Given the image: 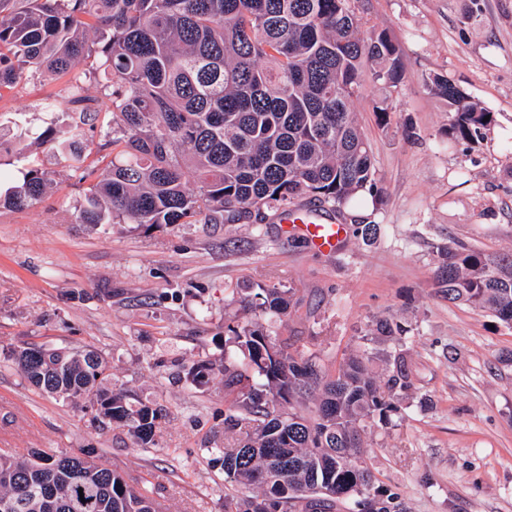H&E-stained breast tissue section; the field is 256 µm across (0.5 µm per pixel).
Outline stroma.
<instances>
[{"label": "stroma", "instance_id": "obj_1", "mask_svg": "<svg viewBox=\"0 0 512 512\" xmlns=\"http://www.w3.org/2000/svg\"><path fill=\"white\" fill-rule=\"evenodd\" d=\"M365 31L397 46L402 84L362 75L354 110L381 195L362 191L334 209L348 227L333 254L283 237L272 212L218 224H80L90 181L57 165L47 145L18 152L9 120L44 129L45 99H65L70 79L48 72L0 88V191L36 168L51 181L28 207L0 206V450L17 457L87 449L134 482L164 512H224V476L208 449L223 447L224 326L243 319L231 301L245 285L292 288L297 312L280 336L319 351L336 370L376 319L409 330L412 389L390 424L371 425L367 462L405 512H512V328L485 310L449 302L434 285L436 249L463 245L512 266V0H351ZM451 79L493 122L475 144L447 135L451 114L430 78ZM85 96L86 163L112 159L103 145L112 105L96 83ZM386 104L385 120L375 105ZM374 224L366 239L357 225ZM84 347L110 365L113 390L166 416L152 447L126 427L36 391L11 350ZM208 383L185 379L194 363Z\"/></svg>", "mask_w": 512, "mask_h": 512}]
</instances>
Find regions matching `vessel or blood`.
I'll list each match as a JSON object with an SVG mask.
<instances>
[{"instance_id":"obj_1","label":"vessel or blood","mask_w":512,"mask_h":512,"mask_svg":"<svg viewBox=\"0 0 512 512\" xmlns=\"http://www.w3.org/2000/svg\"><path fill=\"white\" fill-rule=\"evenodd\" d=\"M279 231L283 236L303 240L317 252L333 253L340 249L347 237V227L335 223L322 212L297 207L278 216Z\"/></svg>"}]
</instances>
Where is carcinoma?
Wrapping results in <instances>:
<instances>
[{"label":"carcinoma","mask_w":512,"mask_h":512,"mask_svg":"<svg viewBox=\"0 0 512 512\" xmlns=\"http://www.w3.org/2000/svg\"><path fill=\"white\" fill-rule=\"evenodd\" d=\"M81 63L88 68L75 77L66 110L84 100L85 81L101 85L113 112L101 147L115 155L80 224H208L284 210L305 195L340 206L378 191L353 103L363 68L386 90L404 70L396 46L383 32H364L349 0H0L1 87L37 70L65 76ZM430 90L454 112L449 139L483 137L488 112L445 76L432 78ZM43 109L41 132L16 114L18 151L47 138L58 163L82 168L87 112L59 127V104L48 99ZM46 187L45 174L31 170L0 205L26 207ZM438 256L439 293L512 325V273L463 246L440 247ZM232 295L250 313L227 325L224 343V425L241 438L207 449L235 490L224 495L225 512H338L349 500L354 512L376 500V512H404L400 494L376 484L364 437L372 422H390L395 400L413 386L402 354L407 330L378 319L362 337L369 345L331 375L320 353L290 351L276 336L296 305L293 289ZM12 357L38 391L94 410L95 421L125 423L141 448L154 445L162 410L134 407L107 387L109 365L95 351L31 345ZM211 371L199 361L187 375L201 383ZM0 512L161 510L146 489L87 453L34 451L29 459L0 452Z\"/></svg>","instance_id":"obj_1"}]
</instances>
